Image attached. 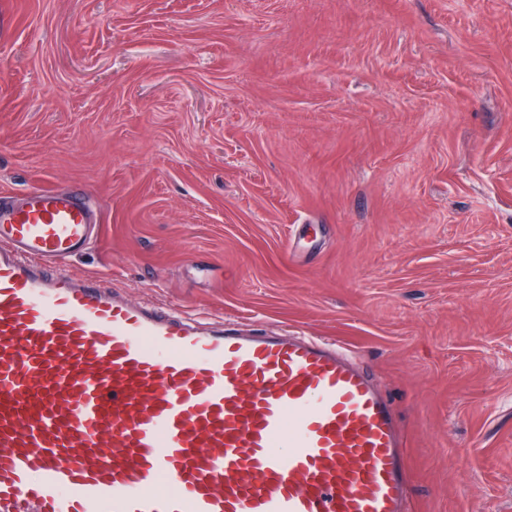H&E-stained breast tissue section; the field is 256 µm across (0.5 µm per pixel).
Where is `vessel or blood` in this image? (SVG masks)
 <instances>
[{"instance_id": "obj_1", "label": "vessel or blood", "mask_w": 512, "mask_h": 512, "mask_svg": "<svg viewBox=\"0 0 512 512\" xmlns=\"http://www.w3.org/2000/svg\"><path fill=\"white\" fill-rule=\"evenodd\" d=\"M98 224L77 188L0 196V512H408L358 356L71 275Z\"/></svg>"}]
</instances>
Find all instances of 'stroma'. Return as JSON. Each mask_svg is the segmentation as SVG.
<instances>
[{
    "instance_id": "stroma-1",
    "label": "stroma",
    "mask_w": 512,
    "mask_h": 512,
    "mask_svg": "<svg viewBox=\"0 0 512 512\" xmlns=\"http://www.w3.org/2000/svg\"><path fill=\"white\" fill-rule=\"evenodd\" d=\"M75 183L71 273L343 341L414 512H512V0H0V194Z\"/></svg>"
}]
</instances>
